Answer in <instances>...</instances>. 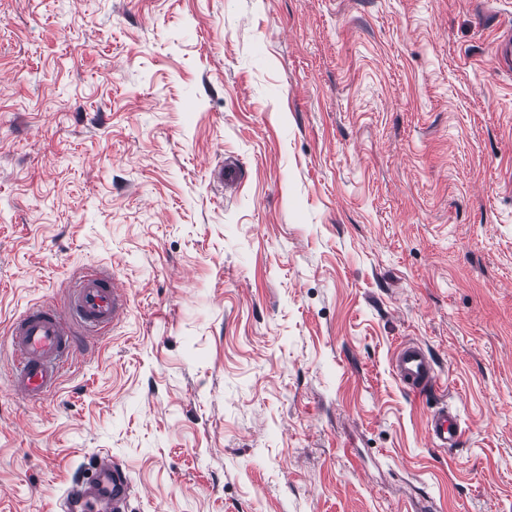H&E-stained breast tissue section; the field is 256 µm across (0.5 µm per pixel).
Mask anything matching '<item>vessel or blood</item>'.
<instances>
[{
	"mask_svg": "<svg viewBox=\"0 0 512 512\" xmlns=\"http://www.w3.org/2000/svg\"><path fill=\"white\" fill-rule=\"evenodd\" d=\"M128 306V289L117 277L102 269H88L76 274L62 303H37L14 316L6 351L13 391L31 402L53 395L87 340L112 331ZM391 367L412 395H423L437 383L434 361L418 343H401L392 355ZM427 433L440 448L459 447L464 437L457 415L445 406L431 413ZM131 492L126 470L103 456L95 462L92 477L67 492L63 506L65 512H124Z\"/></svg>",
	"mask_w": 512,
	"mask_h": 512,
	"instance_id": "vessel-or-blood-1",
	"label": "vessel or blood"
}]
</instances>
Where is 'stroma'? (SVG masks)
I'll return each instance as SVG.
<instances>
[{
	"label": "stroma",
	"mask_w": 512,
	"mask_h": 512,
	"mask_svg": "<svg viewBox=\"0 0 512 512\" xmlns=\"http://www.w3.org/2000/svg\"><path fill=\"white\" fill-rule=\"evenodd\" d=\"M510 36L512 0H0V344L80 268L129 287L50 400L0 361V512L100 456L125 512H512ZM391 367L399 383L413 396L427 393L437 383L434 360L418 343H401L392 355ZM430 441L438 448H456L461 445L464 430L456 414L443 406L431 413L427 420Z\"/></svg>",
	"instance_id": "obj_1"
}]
</instances>
